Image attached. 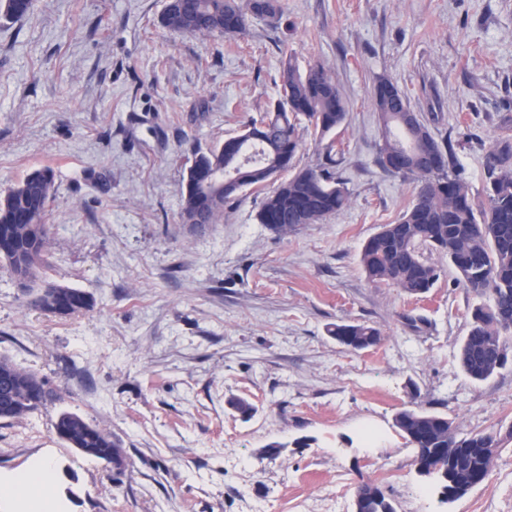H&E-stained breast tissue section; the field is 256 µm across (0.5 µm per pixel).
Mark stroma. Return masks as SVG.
I'll return each instance as SVG.
<instances>
[{
  "instance_id": "1",
  "label": "stroma",
  "mask_w": 512,
  "mask_h": 512,
  "mask_svg": "<svg viewBox=\"0 0 512 512\" xmlns=\"http://www.w3.org/2000/svg\"><path fill=\"white\" fill-rule=\"evenodd\" d=\"M165 4L33 0L0 24V195L53 169L47 278L94 300L60 319L0 269V355L57 395L0 420V479L49 460L61 512H352L365 482L397 512H512V365L476 383L456 359L476 297L434 252L443 273L419 300L359 263L414 195L376 163L374 78L458 142L481 193L488 148L512 124V0H280L279 18L235 37L172 32ZM289 57L324 64L347 101L332 131L302 129L292 162L334 146L347 206L284 235L257 221L265 189L246 187L220 223H182L193 150L268 109ZM339 322L376 326L380 344L340 345ZM410 407L503 434L488 479L445 501L394 423ZM63 411L111 434L122 468L59 439Z\"/></svg>"
}]
</instances>
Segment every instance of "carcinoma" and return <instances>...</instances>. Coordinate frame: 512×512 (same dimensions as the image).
Here are the masks:
<instances>
[{"label": "carcinoma", "mask_w": 512, "mask_h": 512, "mask_svg": "<svg viewBox=\"0 0 512 512\" xmlns=\"http://www.w3.org/2000/svg\"><path fill=\"white\" fill-rule=\"evenodd\" d=\"M32 0H0V19L13 22L28 13ZM279 0H168L161 23L192 36L245 33L252 17H274ZM285 94L274 107L250 118L241 134L205 151L193 152L182 191L184 224H217L224 204L243 188L261 187L288 169L301 147L299 128L306 121L315 133L325 135L346 118L347 102L336 79L320 63L302 72L288 59L282 70ZM371 100L381 125L378 164L389 171L385 156L405 151L417 142L437 147L444 164L432 172L414 158L396 174L416 183L410 206L394 224H385L362 246L360 264L373 284H385L420 298L434 287L440 269L424 257L434 249L460 273L469 292L481 299L471 311L467 335L457 359L464 372L482 382L504 368L512 352V137L493 141L487 154L483 198L472 193L457 167L452 141L438 142L420 121L409 131L402 125L407 94L393 81L375 79ZM333 147L325 161L295 172L264 197L257 220L280 233L296 224H318L348 203L342 182L329 170ZM215 172L224 173V186L205 185ZM55 175L50 168L35 170L0 198V263L5 264L21 295L31 307L59 318L91 310L92 297L78 289L45 279L50 267V225L45 214L53 198ZM336 341L354 350L381 342L380 331L364 323H338L330 329ZM35 375L0 357V419L21 420L38 406L32 404ZM395 425L415 448V462L425 475L446 486L455 501L490 475L498 453L493 432H459L448 417L419 409H404ZM60 439L71 448H102L116 467L123 457L112 436L80 415L63 411L54 425ZM358 512H396L381 490L357 488Z\"/></svg>", "instance_id": "carcinoma-1"}]
</instances>
